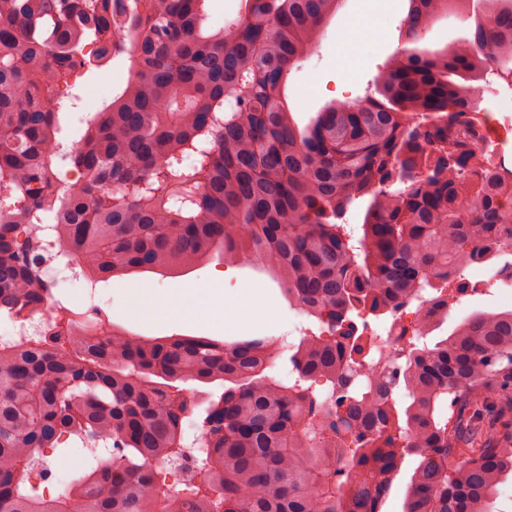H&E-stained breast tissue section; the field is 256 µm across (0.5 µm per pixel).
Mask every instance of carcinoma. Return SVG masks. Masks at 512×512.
<instances>
[{
  "mask_svg": "<svg viewBox=\"0 0 512 512\" xmlns=\"http://www.w3.org/2000/svg\"><path fill=\"white\" fill-rule=\"evenodd\" d=\"M204 2L0 0V318L68 310L51 265L96 282L217 254L272 270L315 330L285 350L148 339L74 312L50 340L0 344V512H381L408 457L402 512H491L512 422L467 410L512 388V310L436 341L369 329L412 302L448 318L464 269L512 241V169L469 139L476 82L512 80V0H410L406 47L374 92L303 130L288 74L343 0H243L218 30ZM451 17L473 19L469 38L416 47ZM120 56L125 87L66 145L76 103L57 89ZM216 381L191 457L183 385ZM67 440L109 459L47 493L35 450ZM143 459L188 474L169 484Z\"/></svg>",
  "mask_w": 512,
  "mask_h": 512,
  "instance_id": "1",
  "label": "carcinoma"
}]
</instances>
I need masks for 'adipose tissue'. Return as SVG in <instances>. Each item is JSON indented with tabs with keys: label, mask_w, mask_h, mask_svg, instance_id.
I'll return each instance as SVG.
<instances>
[{
	"label": "adipose tissue",
	"mask_w": 512,
	"mask_h": 512,
	"mask_svg": "<svg viewBox=\"0 0 512 512\" xmlns=\"http://www.w3.org/2000/svg\"><path fill=\"white\" fill-rule=\"evenodd\" d=\"M232 271L217 274V287L178 288L172 293L182 309L201 315L228 332H241L269 323L276 305L260 288H232Z\"/></svg>",
	"instance_id": "ef3b65f1"
}]
</instances>
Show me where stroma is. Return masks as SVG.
Returning a JSON list of instances; mask_svg holds the SVG:
<instances>
[{
	"label": "stroma",
	"instance_id": "obj_1",
	"mask_svg": "<svg viewBox=\"0 0 512 512\" xmlns=\"http://www.w3.org/2000/svg\"><path fill=\"white\" fill-rule=\"evenodd\" d=\"M409 0H345L322 36L317 51L291 70L286 95L293 118L299 126L308 125L328 102L353 100L366 95L387 59L402 46L399 32ZM128 57L113 60L111 67L76 77L70 92L77 98L76 117L97 112L126 82ZM224 263L215 259L198 264L178 274L138 273L115 277L100 283L95 303L102 318L144 337L208 336L223 339L215 328L200 327L197 320H159L144 317L139 323L128 318L129 301L138 288H148L163 295L174 288L209 284ZM236 284L255 285L274 296L279 316L264 326L262 335L276 338L287 335L300 319L280 294L277 283L260 266L244 260L236 266ZM512 306V291L502 290L494 297L466 293L438 328V335H448L463 318L476 311H495Z\"/></svg>",
	"mask_w": 512,
	"mask_h": 512
}]
</instances>
